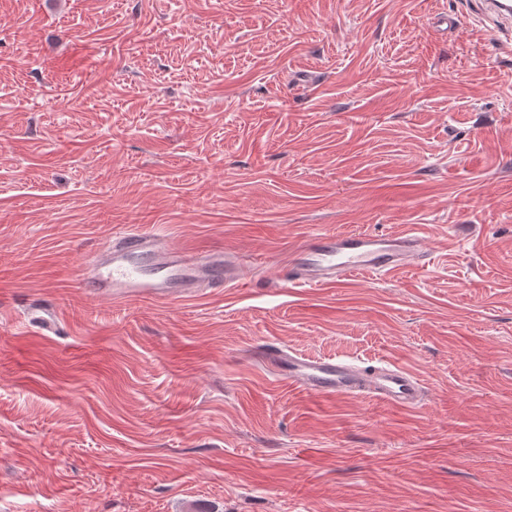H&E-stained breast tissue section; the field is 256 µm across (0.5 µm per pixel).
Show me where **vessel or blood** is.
I'll return each mask as SVG.
<instances>
[{
  "mask_svg": "<svg viewBox=\"0 0 512 512\" xmlns=\"http://www.w3.org/2000/svg\"><path fill=\"white\" fill-rule=\"evenodd\" d=\"M478 17L488 31L512 41V0H482ZM420 241L412 229L386 234L316 232L279 266V277L300 288L362 276L393 277L422 266ZM253 271V266L221 251L178 249L156 236L125 231L86 254L82 286L90 297L116 302L175 301L194 297L201 287H239L251 280ZM261 355L279 382L314 397L362 396L405 408L418 407L423 399L422 381L395 364L362 367L296 355L275 343L263 344Z\"/></svg>",
  "mask_w": 512,
  "mask_h": 512,
  "instance_id": "b4317fda",
  "label": "vessel or blood"
}]
</instances>
